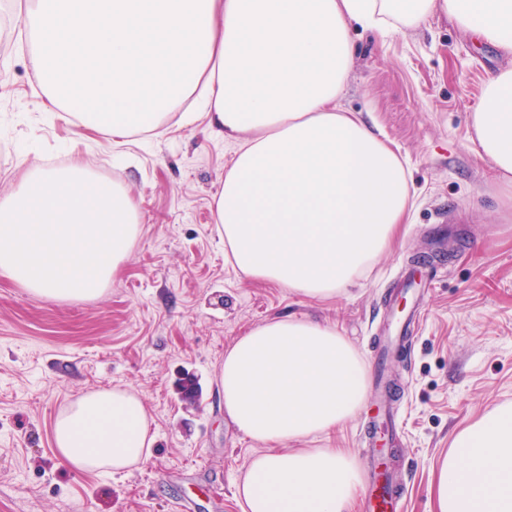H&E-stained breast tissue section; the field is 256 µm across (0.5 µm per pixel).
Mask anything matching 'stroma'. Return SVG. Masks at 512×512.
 I'll return each mask as SVG.
<instances>
[{"label":"stroma","mask_w":512,"mask_h":512,"mask_svg":"<svg viewBox=\"0 0 512 512\" xmlns=\"http://www.w3.org/2000/svg\"><path fill=\"white\" fill-rule=\"evenodd\" d=\"M22 29L12 0H0V196L31 164L79 158L128 189L142 224L98 298L48 301L0 273V512H241L236 485L266 446L224 416L217 377L226 351L250 327L310 318L335 323L372 364L390 296L423 252L436 258L421 271V321L390 370L399 378V512H436L438 463L453 434L512 405V206L490 181L468 120L500 52L436 18L395 34L354 30L341 107L399 149L415 206L370 276L319 301L227 261L210 204L232 145L198 122L119 149L110 134L46 111ZM187 378L192 401L178 390ZM114 386L144 401L155 435L148 460L114 475L63 465L54 418L80 394ZM371 413L362 406L302 445L350 449L366 468Z\"/></svg>","instance_id":"35a3bbf8"}]
</instances>
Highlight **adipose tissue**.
Here are the masks:
<instances>
[{
	"label": "adipose tissue",
	"mask_w": 512,
	"mask_h": 512,
	"mask_svg": "<svg viewBox=\"0 0 512 512\" xmlns=\"http://www.w3.org/2000/svg\"><path fill=\"white\" fill-rule=\"evenodd\" d=\"M32 76L47 108L114 140L164 136L173 111L235 144L212 218L244 275L322 300L391 247L411 205L406 166L339 106L351 27L388 33L437 17L512 57V0H22ZM471 141L512 203V65L492 72ZM217 384L240 433L268 444L236 487L242 512H345L361 474L345 448H305L353 418L365 365L335 324L282 318L250 328ZM60 461L119 473L154 436L139 393L94 389L52 423ZM437 512H512V407L458 431Z\"/></svg>",
	"instance_id": "1"
}]
</instances>
